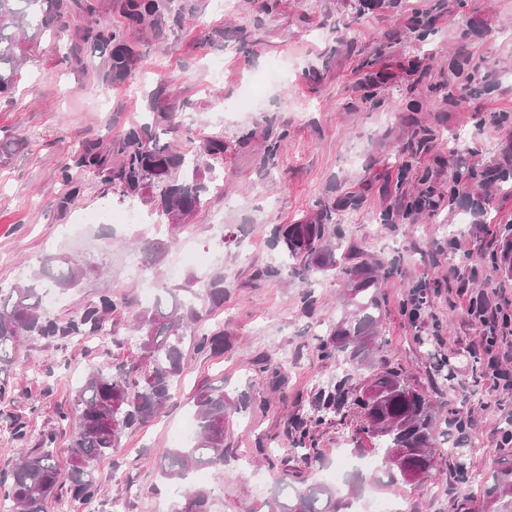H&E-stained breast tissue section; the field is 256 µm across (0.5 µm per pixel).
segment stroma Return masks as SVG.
Returning a JSON list of instances; mask_svg holds the SVG:
<instances>
[{
	"mask_svg": "<svg viewBox=\"0 0 512 512\" xmlns=\"http://www.w3.org/2000/svg\"><path fill=\"white\" fill-rule=\"evenodd\" d=\"M265 2L227 0L218 12L210 0H187L180 27L156 41L132 35L143 61L117 83L103 78L102 51L87 48L81 62L69 60L75 31L67 29L42 40L19 68L13 93L0 98V138L20 144L0 163V284L28 278L48 255H70L90 274L80 288L54 295L45 306L49 315L69 318L103 294L126 301L102 335L65 349L26 337L0 370V383L9 389L0 400V477L17 459L11 420L25 422L33 445L54 434L56 455L67 462L71 431L59 424L58 414L71 409L86 371L138 355L132 326L143 307L142 285L128 277L126 265L146 241L167 238L166 217L89 172L76 176L81 191L74 204L62 211L57 202L67 190L60 170L79 144L109 128L118 132L155 121L151 98L160 85L165 102L185 116L180 150L194 152L214 136L223 137L226 148L223 160L212 165L215 180L204 205L151 269L150 285L157 291L172 287L170 269L183 249L210 251L209 266L187 268L181 279L200 288L223 273L224 304L204 325L223 332L224 350L187 353L174 400L145 426L127 430L118 450L99 463V494L87 505L92 512H113L119 500L125 512H172L183 487L209 490L214 512H254L283 476L327 482L341 442H348L353 456L372 455L370 439L337 418L316 433L318 458L296 454L288 436L292 420L309 412L318 385L336 377L335 364L320 358L316 344L342 314L337 298L344 278L314 272L304 280L288 269L266 273L279 262L271 225L297 223L314 215L318 200L351 194L360 203L337 211L336 225L344 245H356L384 273L383 359L429 393L443 416H467L460 454L470 472L512 458V445L502 446L498 438L499 426L512 416V389L489 390L476 371L468 354L481 347L487 327L458 300L464 286L469 295L512 310V277H502L492 265L495 244L512 225V195L485 191L473 181L416 223L397 213L401 196L413 193L423 169H432L444 193L456 167L474 159L484 165L502 161L504 148L512 145V126L497 120L500 113L512 114V0H455L424 42L403 22L432 0H397L395 8L362 18L353 0H279L271 13ZM462 27L469 32L464 64L483 81L464 104L451 106L445 85ZM382 49L425 78L411 89L396 78L375 105L364 98V62ZM274 61L287 71L286 82L269 78ZM247 87L260 96L251 111L235 106ZM418 125L436 131L434 146L398 179L394 154ZM248 130L252 139L240 144ZM268 131L287 137L266 162ZM477 197L486 200L479 221L468 208ZM129 207L140 214L141 225L104 220L82 225L77 237L59 236L61 225L75 223L79 214ZM217 212L224 217L220 235L211 228ZM245 242L251 245L246 258L240 253ZM466 252L471 260L464 267L460 258ZM434 350L455 363L462 389L434 388ZM272 366L280 370V384L271 382ZM209 386L249 392L250 405L231 417L223 468L209 469L203 481L189 477L177 488L157 465L177 444L182 421L193 415L195 394ZM455 484L453 467L444 461L422 486L383 487L365 469L356 491L344 482L336 489L359 500L398 501L404 512H450L448 489ZM87 506L65 497L49 502L47 512H83Z\"/></svg>",
	"mask_w": 512,
	"mask_h": 512,
	"instance_id": "1",
	"label": "stroma"
}]
</instances>
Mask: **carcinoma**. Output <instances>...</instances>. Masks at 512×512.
<instances>
[{
	"label": "carcinoma",
	"mask_w": 512,
	"mask_h": 512,
	"mask_svg": "<svg viewBox=\"0 0 512 512\" xmlns=\"http://www.w3.org/2000/svg\"><path fill=\"white\" fill-rule=\"evenodd\" d=\"M173 3L174 0H117L121 24L94 22L80 27L79 41L107 53L106 78L122 81L141 63V54L129 35L149 31L161 37L166 30L180 26L182 13L173 8ZM449 8L445 0H438L430 10L408 19L406 29L424 41L431 33L432 12ZM92 12L91 0H0V98L15 88L16 68L25 60L30 45L49 33L55 35L66 29L72 19ZM476 81L477 78L469 76L462 84L448 85V102L459 103ZM156 109L171 140L161 142L152 125L144 124L105 139L82 142L61 171L69 190L58 201L60 210L67 209L78 194L72 174L75 169L91 172L124 195L159 208L171 233L189 227L207 191V159L223 158L224 138L204 140L191 157L171 145L182 133L175 111L159 104ZM283 138V133H267L263 161L275 158ZM432 139V130L422 126L398 148V154L405 157L401 170H407L414 156L427 151ZM477 176L487 188L512 185V169L506 167H490L480 173L473 168H458L448 185V197L455 196L456 184ZM441 201L443 197H434L430 190L420 191L410 197L404 215L413 221ZM355 204V198L320 199L314 217L271 229L272 241L281 255L297 262L293 268L296 275L304 278L312 269H336V208ZM343 274V315L327 338L320 340L317 350L325 361L335 363L342 358L355 371L374 369L376 373L361 383L346 375L334 387L319 390L311 413L292 423L294 448L306 451L311 458L318 457L314 429L336 416L349 418L357 432L374 442L378 453L377 482H404L406 469L428 477L443 459L438 452L440 418L435 405L425 391L411 385L401 372L378 366L377 355L383 350L379 336L382 302L375 266L364 262L344 268ZM85 276V269L74 258L53 255L44 259L30 280L0 287V365L11 362V352L24 336H47L65 346L76 338L100 334L111 319L123 312V299L102 295L66 320L49 317L43 303L48 290H69ZM201 302L212 308L224 305V275L211 277L202 293L189 285L163 289L133 325L138 358L110 368L89 370L74 398L76 418L66 412L59 415L61 423H75L68 446L67 474H62L54 456L53 435L29 448L25 424L14 422L13 436L22 447V456L8 475L0 479V503L7 507V512H46L48 500L60 497L63 489L82 503L97 496L93 476L96 463L112 455L125 431L150 421L168 405L174 396L175 382L184 371L185 346L198 353L224 350L223 334L201 328ZM431 359L441 385L454 389L456 372L448 367V358L433 353ZM249 403L246 392L231 396L222 386L200 390L195 399L196 435L191 443L169 450L159 463L162 477L176 484L185 480L191 470L224 467L226 421L246 410ZM458 474L462 484L479 479L486 504L493 505L498 512H512V458L498 461L478 477L461 463ZM181 497L176 512H213L210 491L204 488L185 490ZM349 507L347 498L326 484L292 479L280 481L258 512H348Z\"/></svg>",
	"instance_id": "obj_1"
}]
</instances>
